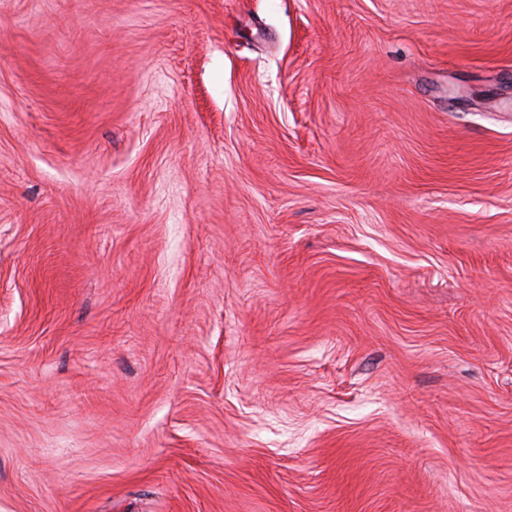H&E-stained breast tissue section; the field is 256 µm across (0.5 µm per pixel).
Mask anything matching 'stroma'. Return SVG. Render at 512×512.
<instances>
[{"instance_id":"35a3bbf8","label":"stroma","mask_w":512,"mask_h":512,"mask_svg":"<svg viewBox=\"0 0 512 512\" xmlns=\"http://www.w3.org/2000/svg\"><path fill=\"white\" fill-rule=\"evenodd\" d=\"M0 512H512V0H0Z\"/></svg>"}]
</instances>
